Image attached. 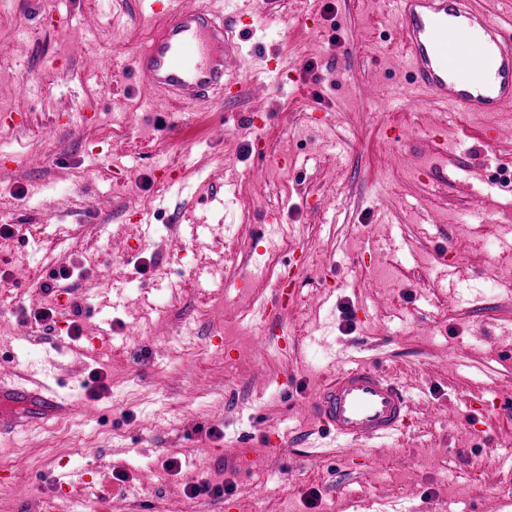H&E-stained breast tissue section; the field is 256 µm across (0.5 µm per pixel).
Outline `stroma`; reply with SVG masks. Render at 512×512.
Returning a JSON list of instances; mask_svg holds the SVG:
<instances>
[{"mask_svg": "<svg viewBox=\"0 0 512 512\" xmlns=\"http://www.w3.org/2000/svg\"><path fill=\"white\" fill-rule=\"evenodd\" d=\"M142 2L0 0V377L71 408L0 433V512H512V111L412 96L393 0L260 2L229 24L237 97L146 99ZM358 363L404 390L400 438L319 435Z\"/></svg>", "mask_w": 512, "mask_h": 512, "instance_id": "stroma-1", "label": "stroma"}]
</instances>
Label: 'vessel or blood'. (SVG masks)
I'll list each match as a JSON object with an SVG mask.
<instances>
[{
  "mask_svg": "<svg viewBox=\"0 0 512 512\" xmlns=\"http://www.w3.org/2000/svg\"><path fill=\"white\" fill-rule=\"evenodd\" d=\"M474 0H395L402 36L397 70L448 111L499 112L512 107V36L476 9ZM162 27L137 55V75L150 92L191 104L223 90L224 17L174 0H149ZM480 43L481 54L468 53ZM0 397L24 406V418L0 422L6 431L62 415L58 395L0 380ZM320 426L343 442L397 435L409 413L403 389L377 365L359 364L325 381L311 404Z\"/></svg>",
  "mask_w": 512,
  "mask_h": 512,
  "instance_id": "vessel-or-blood-1",
  "label": "vessel or blood"
}]
</instances>
